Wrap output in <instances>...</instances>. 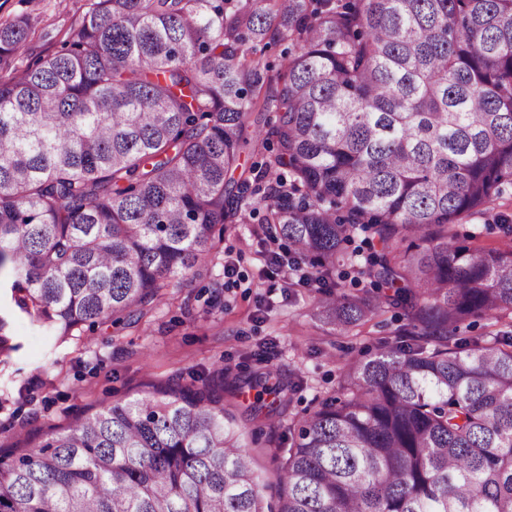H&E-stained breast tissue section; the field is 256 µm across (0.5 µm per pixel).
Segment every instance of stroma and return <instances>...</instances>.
<instances>
[{"mask_svg":"<svg viewBox=\"0 0 512 512\" xmlns=\"http://www.w3.org/2000/svg\"><path fill=\"white\" fill-rule=\"evenodd\" d=\"M94 0H0V23L31 21L25 47L0 58V79L16 76L60 51L78 31ZM512 219V191L493 210L455 225L460 242L485 249L511 243L497 221ZM268 241L258 216L227 225L210 277L187 281L138 324L122 329L103 323L93 332L51 336L0 300L11 348L0 357V455L18 456L63 431L80 414L115 400L141 396L152 381L205 376L229 367L240 380L268 368L297 392L287 414L253 419L252 391L225 395L224 406L244 434L246 450L262 473L265 495L276 500L280 461L276 449L288 447L293 414L313 406L335 389L344 365L394 343L405 319L387 309L339 336L313 320L316 284L284 286L270 265Z\"/></svg>","mask_w":512,"mask_h":512,"instance_id":"obj_1","label":"stroma"}]
</instances>
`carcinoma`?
<instances>
[{
    "instance_id": "cac0c4a2",
    "label": "carcinoma",
    "mask_w": 512,
    "mask_h": 512,
    "mask_svg": "<svg viewBox=\"0 0 512 512\" xmlns=\"http://www.w3.org/2000/svg\"><path fill=\"white\" fill-rule=\"evenodd\" d=\"M28 34L1 24L0 56ZM259 139L275 152L242 165ZM509 187L512 0H96L61 52L0 81L14 306L62 337L137 323L259 205L322 281L369 233L365 274L391 292H329L312 315L348 335L399 307L408 341L296 414L275 507L219 368L0 459V512H512V247L451 233ZM479 318L499 325L484 344L462 334ZM275 377H253L256 412L293 402Z\"/></svg>"
}]
</instances>
